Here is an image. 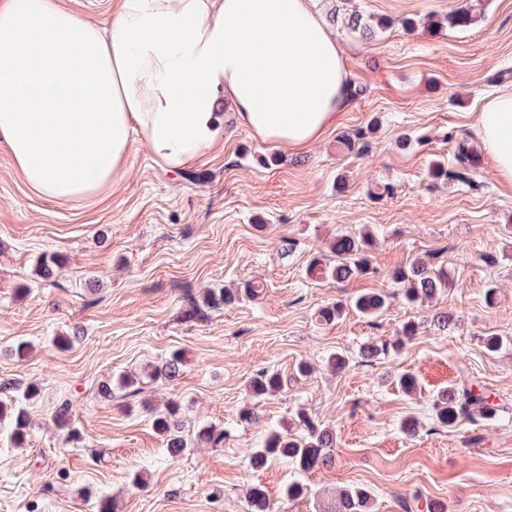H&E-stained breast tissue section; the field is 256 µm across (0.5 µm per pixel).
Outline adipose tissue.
I'll return each instance as SVG.
<instances>
[{
  "label": "adipose tissue",
  "mask_w": 512,
  "mask_h": 512,
  "mask_svg": "<svg viewBox=\"0 0 512 512\" xmlns=\"http://www.w3.org/2000/svg\"><path fill=\"white\" fill-rule=\"evenodd\" d=\"M352 98L308 0H118L106 31L60 0L0 7V143L49 200L116 182L135 134L174 170L223 145L218 100L261 141L302 150ZM475 132L511 184L512 89L483 100Z\"/></svg>",
  "instance_id": "1"
}]
</instances>
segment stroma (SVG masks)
Returning a JSON list of instances; mask_svg holds the SVG:
<instances>
[{"label": "stroma", "mask_w": 512, "mask_h": 512, "mask_svg": "<svg viewBox=\"0 0 512 512\" xmlns=\"http://www.w3.org/2000/svg\"><path fill=\"white\" fill-rule=\"evenodd\" d=\"M462 0H312L345 51L360 92L335 128L304 151L256 139L224 114V144L178 170L165 168L132 135L122 178L98 198L55 202L34 193L0 145V401L18 403L30 425L15 445L0 425V512H250L248 491L262 486L274 512H324L343 488L361 486L371 512H512V185L488 156L468 182L433 180V159L453 162L456 141L473 135L485 96L512 86V0H469L467 28L405 31L401 19L448 15ZM391 20L362 39L344 18ZM357 133L364 147L346 150ZM369 229L370 270L344 282L312 280L311 257L336 236ZM56 255L51 279L38 259ZM416 257L447 271L452 285L430 302L407 304L393 272ZM262 296L185 320L183 295L235 289L250 281ZM382 292L376 318L347 312L317 321L324 305ZM448 314L447 330L434 323ZM415 338L399 353L364 361L363 344ZM71 338L59 349L56 337ZM510 338L496 352L487 337ZM29 343L24 356L12 353ZM182 359L175 387L143 375L172 352ZM349 367L331 372L330 353ZM311 374L295 372L299 360ZM285 379L280 393L252 402L259 371ZM418 380L403 393L390 379ZM109 383L112 394L98 387ZM38 384L30 401L22 393ZM472 383L500 404L493 417L450 428L432 416L436 395ZM73 401L77 441L57 428L61 397ZM176 399L189 446L169 459L151 427V408ZM254 406L259 420L240 412ZM314 423L336 432L332 465L298 474L288 461L253 470L251 452L269 429ZM415 416L420 429L399 425ZM225 429L224 443L197 441L200 428ZM309 495L288 499L292 481Z\"/></svg>", "instance_id": "1"}]
</instances>
